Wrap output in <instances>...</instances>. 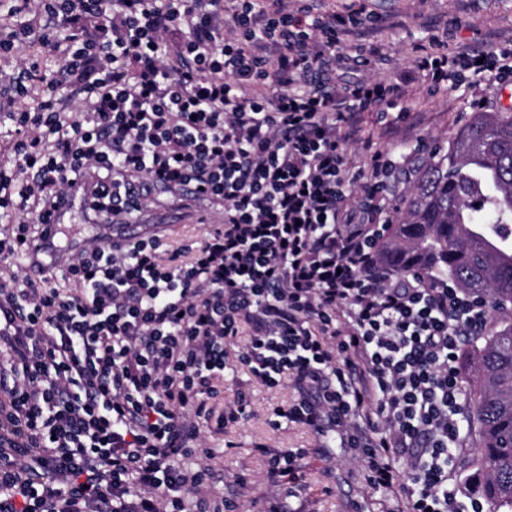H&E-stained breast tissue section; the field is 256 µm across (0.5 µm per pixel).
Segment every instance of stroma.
<instances>
[{
    "label": "stroma",
    "instance_id": "1",
    "mask_svg": "<svg viewBox=\"0 0 512 512\" xmlns=\"http://www.w3.org/2000/svg\"><path fill=\"white\" fill-rule=\"evenodd\" d=\"M365 6L379 17L380 33L363 38L355 47L367 64L344 73L347 81L372 78L392 84L407 93L409 129L403 142L394 144L383 136L376 113L365 115L361 141L347 145L346 156L352 167L366 164L371 155L389 150L412 152L422 159L436 143H447L467 121L475 108L492 112L512 107V73H492L489 79L455 85L434 84L429 72L420 70L416 61L425 56L454 51L459 43L480 49L502 48L512 41V0H327L330 9ZM39 62L37 72L24 78L31 92L25 99L14 98L12 82L20 77L24 60ZM59 66L58 58L47 55L33 44L19 46L14 52L0 54V113L36 107L42 98L43 80ZM196 208L177 209L164 205L148 210L143 232L160 236L169 249L198 246L210 230L198 223ZM219 401L232 403L237 392H245L251 415L226 433L205 432L209 447L219 449L217 468L223 469L224 492L244 502L265 495L268 488L263 463L253 451L262 442L277 448H301L306 455L303 482L307 496L314 500L316 512H354V505L366 494L358 479V462L349 458L339 445L321 448L310 431L290 424L274 427V410L288 405L296 394L287 384L268 388L257 383L248 370L235 366L218 382ZM233 449H225V442ZM248 478L246 485L234 484L235 475Z\"/></svg>",
    "mask_w": 512,
    "mask_h": 512
}]
</instances>
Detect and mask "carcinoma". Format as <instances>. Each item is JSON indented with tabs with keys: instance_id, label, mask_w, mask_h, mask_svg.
I'll return each mask as SVG.
<instances>
[{
	"instance_id": "carcinoma-1",
	"label": "carcinoma",
	"mask_w": 512,
	"mask_h": 512,
	"mask_svg": "<svg viewBox=\"0 0 512 512\" xmlns=\"http://www.w3.org/2000/svg\"><path fill=\"white\" fill-rule=\"evenodd\" d=\"M379 261L446 275L494 311L512 306V109L473 113L422 160ZM480 340L463 376L478 438L464 466L484 497L512 508V321Z\"/></svg>"
}]
</instances>
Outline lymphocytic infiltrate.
<instances>
[{
	"label": "lymphocytic infiltrate",
	"mask_w": 512,
	"mask_h": 512,
	"mask_svg": "<svg viewBox=\"0 0 512 512\" xmlns=\"http://www.w3.org/2000/svg\"><path fill=\"white\" fill-rule=\"evenodd\" d=\"M0 51L36 43L61 67L35 108L9 113L0 164V512H239L200 427L246 420V395L217 412L213 380L239 336L240 363L299 397L276 414L340 445L383 492L380 512H464L449 490L462 441L458 360L484 332L481 298L455 281L382 267L397 154L377 155L356 202L343 145L398 88L341 72L361 10L319 0H41ZM512 63V48L423 59L454 82ZM80 97L71 109L58 88ZM224 214L190 263L159 237L81 252L56 246L68 290L18 279L47 224L80 205L87 223H140L161 196ZM238 346V345H237ZM269 495L293 512L303 450L259 443ZM195 468L188 469L184 460Z\"/></svg>",
	"instance_id": "lymphocytic-infiltrate-1"
}]
</instances>
